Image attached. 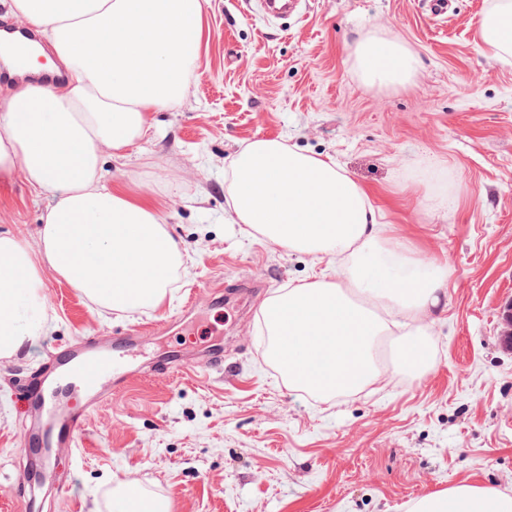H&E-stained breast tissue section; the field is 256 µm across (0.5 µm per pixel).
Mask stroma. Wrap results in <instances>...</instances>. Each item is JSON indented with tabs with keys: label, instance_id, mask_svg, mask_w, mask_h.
I'll use <instances>...</instances> for the list:
<instances>
[{
	"label": "stroma",
	"instance_id": "35a3bbf8",
	"mask_svg": "<svg viewBox=\"0 0 512 512\" xmlns=\"http://www.w3.org/2000/svg\"><path fill=\"white\" fill-rule=\"evenodd\" d=\"M256 2L207 0L185 99L153 113L127 157L103 154L106 183L151 199L187 263L161 308L133 313L48 278L54 331L0 362V512H114L126 482L169 512H406L463 483L512 494V350L500 336L512 302V63L480 40L493 0H453L440 17L429 0H305L277 21ZM370 31L415 52L412 82L362 80L351 46ZM256 138L335 158L385 235L448 264L445 303L427 319L426 372L324 396L294 390L270 359L263 302L336 262L225 223L227 161ZM47 203L16 175L0 196V233L35 242ZM231 280L240 288L212 305L211 286ZM161 323L168 332H155ZM129 333L141 338L139 362L177 348L190 366L135 375L90 416L85 454L57 453L45 485L19 497L39 367L86 337ZM216 344L224 365L206 368Z\"/></svg>",
	"mask_w": 512,
	"mask_h": 512
}]
</instances>
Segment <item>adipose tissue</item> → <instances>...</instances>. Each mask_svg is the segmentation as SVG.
Masks as SVG:
<instances>
[{
	"label": "adipose tissue",
	"instance_id": "ef3b65f1",
	"mask_svg": "<svg viewBox=\"0 0 512 512\" xmlns=\"http://www.w3.org/2000/svg\"><path fill=\"white\" fill-rule=\"evenodd\" d=\"M205 2L12 0L13 15L45 36L68 78L24 84L0 104V191L20 171L53 199L36 244L0 234V359L50 331L45 275L113 310L164 302L184 254L148 202L104 184L101 157H123L150 113L185 98ZM480 38L512 60V0H495ZM352 55L370 84L400 85L416 69L405 44L375 33L360 36ZM225 192L231 223L314 260L341 261L335 276L289 286L262 306L292 386L354 395L427 369L424 321L443 303L448 267L386 238L366 190L336 160L255 139L231 155ZM410 512H512V495L463 484L416 499Z\"/></svg>",
	"mask_w": 512,
	"mask_h": 512
}]
</instances>
